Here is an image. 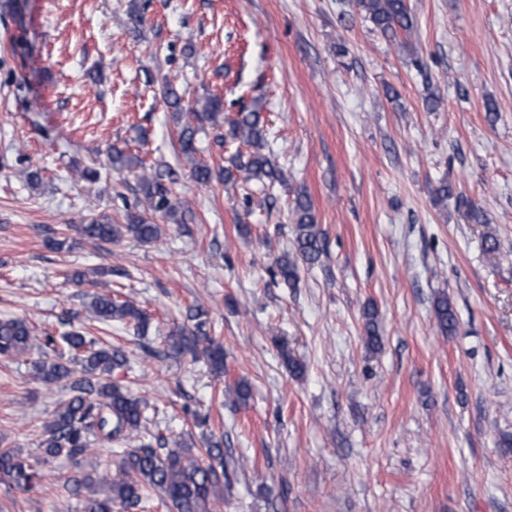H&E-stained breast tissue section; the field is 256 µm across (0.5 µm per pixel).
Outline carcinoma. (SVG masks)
<instances>
[{"label":"carcinoma","mask_w":512,"mask_h":512,"mask_svg":"<svg viewBox=\"0 0 512 512\" xmlns=\"http://www.w3.org/2000/svg\"><path fill=\"white\" fill-rule=\"evenodd\" d=\"M352 5L390 41L400 43L401 36L410 35L414 29L415 19L408 0H352ZM166 103L181 121L178 144L196 183L207 185L218 177L224 179V184L233 185L242 178L259 181L272 189L287 181L286 170L265 153L268 147L266 124L259 108L242 109L228 119L224 116V100L220 96L209 94L185 106L181 95L172 87L167 90ZM207 124L214 128L227 126L224 138L238 140L249 146L250 151L232 156L228 166L214 171L196 159V135ZM109 159L117 173L137 178L142 194L140 209L127 211L124 224H114L107 216L88 217L80 225L84 237L112 242L130 236L141 243H151L161 234L156 216L161 215L175 224L186 223V209L170 197L162 183L165 176L175 181L174 169L147 171L126 144L112 145ZM293 220V249L277 260L274 271L288 287L296 285L301 268L314 266L325 254L313 206L305 193L297 194L294 200ZM434 314L436 326L443 335L456 333L458 319L448 295L435 300ZM187 317L192 327L182 326L170 333L164 355L180 358L189 354L195 360H205L216 370L224 368V350L209 338L206 313L198 307L191 308ZM87 319L97 323L119 321L141 334L148 328L147 314L141 308L108 294L98 295L90 302ZM35 340L37 337L31 334L24 320L0 319V355L21 356L33 347ZM62 340L68 352L81 362L82 369L79 372L73 369L72 360L57 351L54 336L42 337L40 348L44 350L45 359L34 365V379L46 386L64 382L68 394L56 403L43 423L40 456L32 460L23 456L18 448H0V481L32 492L38 487L40 464L61 455L77 458L101 439L108 443L118 440L122 445L120 463L106 480L104 491L92 490L94 478L83 470L63 483L69 494L77 495L82 490L88 493L83 501V512H130L141 506L152 492L167 498L176 512H215L218 503L224 501L227 476L224 448L220 443L211 442L205 448H196L182 440L143 433L147 401L131 395L111 380L112 371L128 363L126 355L110 346L98 345L80 331Z\"/></svg>","instance_id":"cac0c4a2"}]
</instances>
